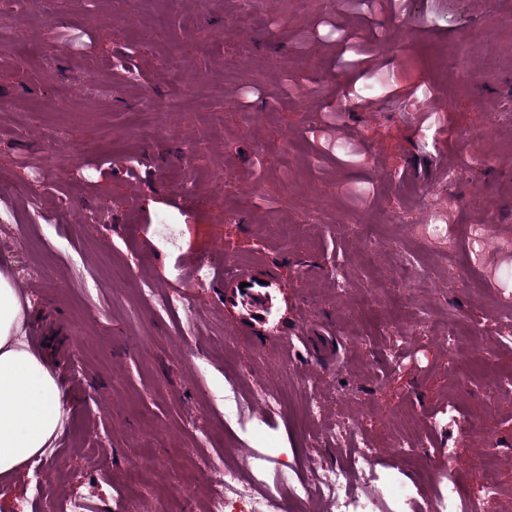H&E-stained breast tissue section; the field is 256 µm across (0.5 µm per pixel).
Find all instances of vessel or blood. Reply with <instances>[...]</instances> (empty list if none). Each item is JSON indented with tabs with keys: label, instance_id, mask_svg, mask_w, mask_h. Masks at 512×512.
Here are the masks:
<instances>
[{
	"label": "vessel or blood",
	"instance_id": "b4317fda",
	"mask_svg": "<svg viewBox=\"0 0 512 512\" xmlns=\"http://www.w3.org/2000/svg\"><path fill=\"white\" fill-rule=\"evenodd\" d=\"M225 305L239 309L240 323L253 331L270 335L275 330L274 293L282 282L274 272L253 273L242 268L236 273H221Z\"/></svg>",
	"mask_w": 512,
	"mask_h": 512
}]
</instances>
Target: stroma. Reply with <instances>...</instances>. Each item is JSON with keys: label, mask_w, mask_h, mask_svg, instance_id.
<instances>
[{"label": "stroma", "mask_w": 512, "mask_h": 512, "mask_svg": "<svg viewBox=\"0 0 512 512\" xmlns=\"http://www.w3.org/2000/svg\"><path fill=\"white\" fill-rule=\"evenodd\" d=\"M0 25V212L15 216L0 222V273L39 269L25 298L66 400L54 455L0 484V512H66L77 485L94 490L87 512L130 498L138 512H200L205 459L278 455L296 481L345 468L339 415L378 447V471L425 491L449 455L469 494L492 466L507 494L487 512H512V0H37ZM336 27L378 33L397 96L355 83ZM77 30L85 50L58 52ZM354 92L370 107L340 113L339 151L322 152L325 105ZM149 101L182 107L176 135L147 125ZM47 154L56 172L35 216L16 193ZM102 204L110 222L88 223ZM477 223L491 240L478 257L442 255V238ZM405 224L436 230L386 247ZM191 254L275 268L283 334L240 327L223 286L174 271ZM144 282L187 292L191 317L143 302ZM297 324L332 336L333 357L292 336ZM393 326L411 328L406 343ZM308 384L323 396L315 420ZM455 416L468 429L452 452ZM412 428L424 444L395 456ZM148 456L152 472H132ZM262 480L289 512H335L319 491L293 498L275 466Z\"/></svg>", "instance_id": "obj_1"}]
</instances>
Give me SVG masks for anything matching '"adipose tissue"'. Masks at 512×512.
I'll use <instances>...</instances> for the list:
<instances>
[{"mask_svg": "<svg viewBox=\"0 0 512 512\" xmlns=\"http://www.w3.org/2000/svg\"><path fill=\"white\" fill-rule=\"evenodd\" d=\"M28 306L0 274V481L51 454L65 430L55 377L26 340Z\"/></svg>", "mask_w": 512, "mask_h": 512, "instance_id": "ef3b65f1", "label": "adipose tissue"}]
</instances>
